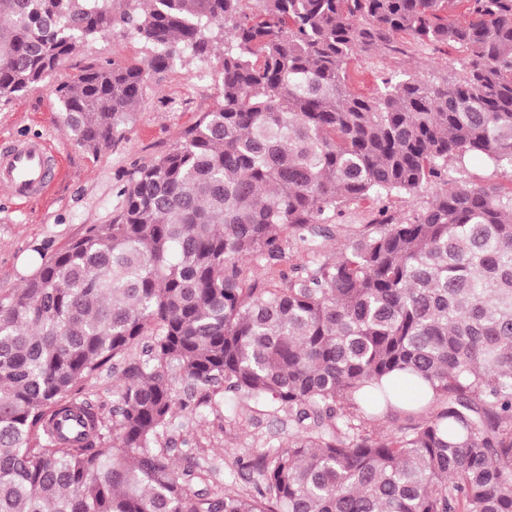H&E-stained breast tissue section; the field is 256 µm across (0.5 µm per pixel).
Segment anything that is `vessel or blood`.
Returning <instances> with one entry per match:
<instances>
[{
  "label": "vessel or blood",
  "instance_id": "vessel-or-blood-1",
  "mask_svg": "<svg viewBox=\"0 0 512 512\" xmlns=\"http://www.w3.org/2000/svg\"><path fill=\"white\" fill-rule=\"evenodd\" d=\"M53 155L46 142L28 139L0 149V193L17 198L41 195L50 184Z\"/></svg>",
  "mask_w": 512,
  "mask_h": 512
}]
</instances>
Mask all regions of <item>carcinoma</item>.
<instances>
[{
	"mask_svg": "<svg viewBox=\"0 0 512 512\" xmlns=\"http://www.w3.org/2000/svg\"><path fill=\"white\" fill-rule=\"evenodd\" d=\"M0 0V99L120 31L145 63L60 83L93 154L154 73L219 57L221 101L131 173L126 204L0 294V512H512V188L448 178L473 155L512 181V0ZM402 33L460 73L348 88L359 52ZM385 208L334 259L245 286L283 234ZM140 355H135L137 348ZM119 374L112 409L86 386ZM410 385L418 397L407 401ZM288 411L255 492L201 488L160 445L201 389ZM405 421L376 437L363 425ZM433 190L432 188H426L414 196L396 194L387 199L384 204L388 207L389 213L407 219L412 216L415 210L431 199Z\"/></svg>",
	"mask_w": 512,
	"mask_h": 512,
	"instance_id": "carcinoma-1",
	"label": "carcinoma"
}]
</instances>
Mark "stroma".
I'll list each match as a JSON object with an SVG mask.
<instances>
[{"label": "stroma", "instance_id": "1", "mask_svg": "<svg viewBox=\"0 0 512 512\" xmlns=\"http://www.w3.org/2000/svg\"><path fill=\"white\" fill-rule=\"evenodd\" d=\"M404 51L360 54L349 63L351 92L373 95L382 78L404 72L427 76L447 72L458 52L432 50L402 38ZM152 49L144 41L117 32L86 44L67 57L43 83L18 97L0 101V143L25 137L46 140L55 157L56 177L41 196L18 200L0 196V294L23 287L45 262L93 224H108L124 207L123 190L130 174L170 152L179 133L219 101L222 70L218 61L186 59L156 72L143 91L126 132L92 154L78 147L61 121L56 86L93 63L138 64ZM378 206L369 200L348 204L318 249L285 233V257L268 265L247 259L240 269L246 283L282 280L294 269L335 257L363 225L371 223ZM238 421H228L224 407L204 408L170 436L179 467L199 464L210 484L236 481L248 488V463L265 441L288 440V416L251 398L237 404Z\"/></svg>", "mask_w": 512, "mask_h": 512}]
</instances>
